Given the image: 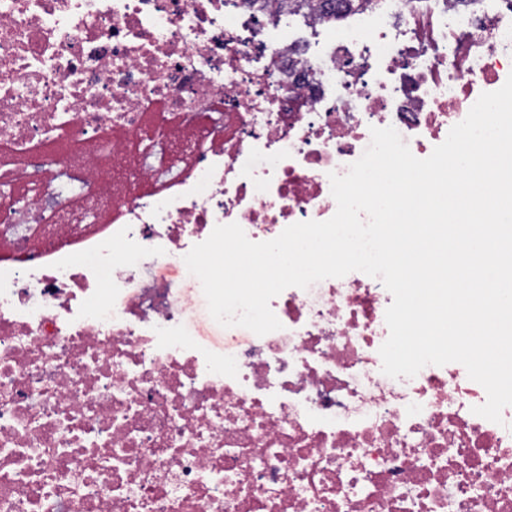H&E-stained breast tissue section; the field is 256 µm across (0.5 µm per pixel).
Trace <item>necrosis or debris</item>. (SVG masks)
<instances>
[{
    "mask_svg": "<svg viewBox=\"0 0 512 512\" xmlns=\"http://www.w3.org/2000/svg\"><path fill=\"white\" fill-rule=\"evenodd\" d=\"M298 19L0 0V512H512V406L474 414L456 362L383 374L379 279L287 288L281 329L220 356L185 334L176 276L216 225L330 219L372 128L426 158L512 75V0Z\"/></svg>",
    "mask_w": 512,
    "mask_h": 512,
    "instance_id": "1",
    "label": "necrosis or debris"
}]
</instances>
